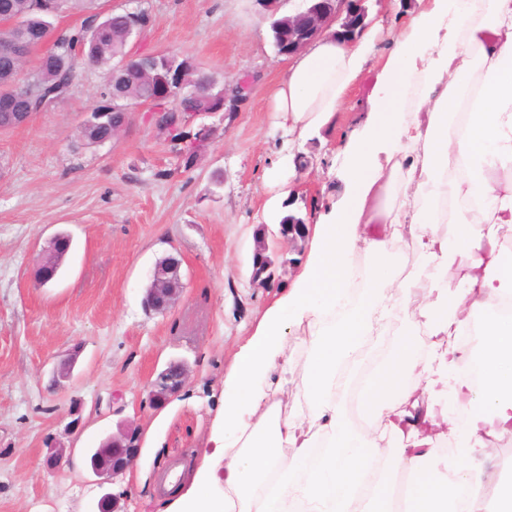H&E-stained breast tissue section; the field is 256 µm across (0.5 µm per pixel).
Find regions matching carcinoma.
Segmentation results:
<instances>
[{"instance_id":"carcinoma-1","label":"carcinoma","mask_w":512,"mask_h":512,"mask_svg":"<svg viewBox=\"0 0 512 512\" xmlns=\"http://www.w3.org/2000/svg\"><path fill=\"white\" fill-rule=\"evenodd\" d=\"M63 9L77 10L97 16L95 24L83 25L55 32L51 12L35 6V0H0V96L14 91L21 83L31 90V97L19 99L12 108H0V129L22 125L26 117L42 109V106L57 102L69 92L79 71L85 66L106 69L104 96L112 98L116 92L121 98L143 104L157 95L158 78L168 74L167 62L176 61L175 70L190 76L201 85L196 94L180 95L171 112L186 115L209 111V98L217 97L224 90V83L211 75L197 70L189 59H177V55L166 53L147 60L132 57L112 80V62L128 55L127 26L133 19L127 14H97V0H64ZM271 33L276 50H282L284 37L288 34V17L271 22ZM57 35L56 49L48 54L37 53L41 43L51 35ZM21 45L27 51L11 54L5 47ZM82 140L88 145H98L112 138V123L105 125H83ZM170 151L180 160L184 169H189L204 148L196 141L192 128L177 124L167 133Z\"/></svg>"}]
</instances>
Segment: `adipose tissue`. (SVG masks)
Returning <instances> with one entry per match:
<instances>
[{
	"instance_id": "1",
	"label": "adipose tissue",
	"mask_w": 512,
	"mask_h": 512,
	"mask_svg": "<svg viewBox=\"0 0 512 512\" xmlns=\"http://www.w3.org/2000/svg\"><path fill=\"white\" fill-rule=\"evenodd\" d=\"M374 50L370 31L309 43L271 91L283 125L301 139L325 127ZM338 155L341 201L232 364L215 449L168 512H512V480L490 488L465 466L512 439V0H415L374 109ZM403 237L419 261L399 284ZM396 316L429 341L404 339L364 378L380 429L362 432L346 400L354 355ZM472 325L474 347L459 341ZM294 327L309 346L308 405L286 413L271 393L298 367ZM389 458L407 474L399 511L391 483L369 480Z\"/></svg>"
}]
</instances>
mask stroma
Instances as JSON below:
<instances>
[{
	"label": "stroma",
	"mask_w": 512,
	"mask_h": 512,
	"mask_svg": "<svg viewBox=\"0 0 512 512\" xmlns=\"http://www.w3.org/2000/svg\"><path fill=\"white\" fill-rule=\"evenodd\" d=\"M410 2L365 0L368 15L385 21L376 52L331 124L299 140L271 110L290 61L278 56L258 0H99L106 13L148 12L130 53L179 54L227 86L249 79L252 92L238 112L198 117L211 135L185 172L142 106L113 142L80 140L102 103L98 68L27 124L0 130V512H97L112 490L123 492V512H163L165 475L190 473L212 452L227 371L310 250L309 240L281 239L282 214L310 224L339 200L333 156L369 111ZM300 158L304 168L286 167ZM274 181L288 184L287 209L268 205ZM262 226L275 262L267 288L251 278ZM60 233L72 248L58 278L40 284L35 264ZM170 254L182 260L185 287L167 312L146 310L152 270ZM410 333L393 322L355 357L375 368ZM68 359L70 379L54 385ZM173 361L186 364L189 383L154 406L150 386ZM127 425L141 433L139 457L116 484H99L88 453ZM56 442L70 453L49 470L42 462Z\"/></svg>",
	"instance_id": "stroma-1"
}]
</instances>
